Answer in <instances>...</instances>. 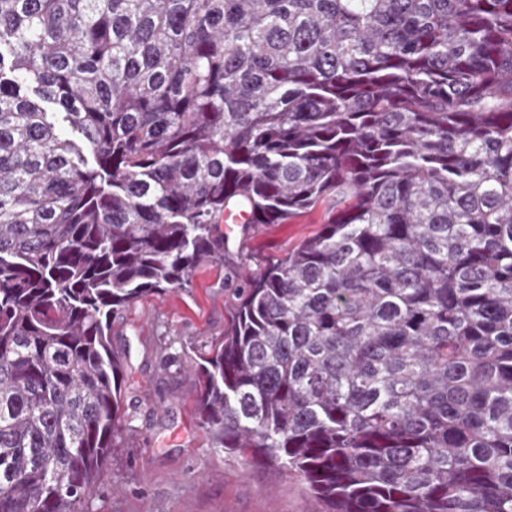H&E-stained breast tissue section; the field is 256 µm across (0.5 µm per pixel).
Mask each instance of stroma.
Wrapping results in <instances>:
<instances>
[{
  "mask_svg": "<svg viewBox=\"0 0 512 512\" xmlns=\"http://www.w3.org/2000/svg\"><path fill=\"white\" fill-rule=\"evenodd\" d=\"M323 210L249 233L225 228L223 258L197 268L187 287L153 294L113 321L124 362L122 432L93 512H321L294 474L217 451L197 410L193 365L219 344L250 273L322 227Z\"/></svg>",
  "mask_w": 512,
  "mask_h": 512,
  "instance_id": "1",
  "label": "stroma"
}]
</instances>
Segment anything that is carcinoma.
Masks as SVG:
<instances>
[{
  "instance_id": "carcinoma-1",
  "label": "carcinoma",
  "mask_w": 512,
  "mask_h": 512,
  "mask_svg": "<svg viewBox=\"0 0 512 512\" xmlns=\"http://www.w3.org/2000/svg\"><path fill=\"white\" fill-rule=\"evenodd\" d=\"M324 201L194 367L213 447L512 512V0H0V512H92L111 319Z\"/></svg>"
}]
</instances>
